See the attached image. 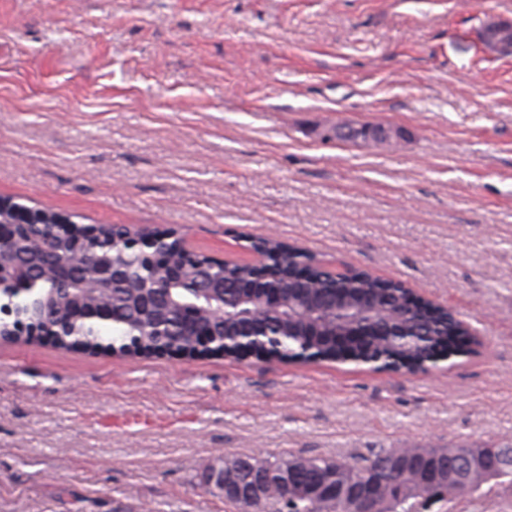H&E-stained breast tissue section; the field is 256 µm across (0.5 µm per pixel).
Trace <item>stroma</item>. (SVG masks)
<instances>
[{"label": "stroma", "instance_id": "1", "mask_svg": "<svg viewBox=\"0 0 512 512\" xmlns=\"http://www.w3.org/2000/svg\"><path fill=\"white\" fill-rule=\"evenodd\" d=\"M512 0H0V197L275 236L479 339L426 373L0 341V512H241L217 456L512 444ZM399 130L340 143L336 124ZM423 512H512L500 484ZM480 39L491 51L512 53V24L510 22L489 21L484 24Z\"/></svg>", "mask_w": 512, "mask_h": 512}]
</instances>
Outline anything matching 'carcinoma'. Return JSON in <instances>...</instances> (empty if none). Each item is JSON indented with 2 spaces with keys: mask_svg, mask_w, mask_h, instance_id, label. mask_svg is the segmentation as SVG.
<instances>
[{
  "mask_svg": "<svg viewBox=\"0 0 512 512\" xmlns=\"http://www.w3.org/2000/svg\"><path fill=\"white\" fill-rule=\"evenodd\" d=\"M123 231L105 225L101 235L88 240L78 257H70L71 239L65 227L59 224H42L29 234L16 240L15 256L28 264V271L41 278L47 288L59 278H69L89 286L96 277L97 261L102 258L115 260L123 270V279L109 286L94 289V301L102 319L92 321L79 316L70 301L59 298L51 307L43 306L41 296L28 291L0 293V339L34 341V336L22 338L13 335L14 317L44 319L63 332L59 347L90 354L110 351L119 354L151 352L163 348H175L184 352L196 351L195 332L197 322L186 314L169 312L164 318L143 321L133 316L122 304L126 292L123 284L128 281L156 284L165 279L170 269H177L186 276L194 274L192 265L184 254L170 247V241L162 240L160 247L168 249L167 263L153 267L121 242ZM215 278L233 282L252 275L253 269L239 263L223 267L212 266ZM284 288V299L293 302L305 300L320 305L342 301L358 305L371 299L393 311L403 320L412 319V297L397 286L382 287L371 275L364 273L354 281L341 283L338 288L321 275H313L310 282L299 288L279 280ZM277 328L273 336L274 350L270 355L283 361H296L301 356V342L308 336L296 334L288 322L274 320ZM374 355L395 357L420 367L426 364L424 351L405 349L393 339L375 336L366 342ZM477 452L487 466H494L499 449L491 446L474 449L469 445L448 448H384L369 456L349 459L328 457L256 454L248 457L254 463L266 466L265 480L270 492L256 505L255 512H343L337 503L299 494L302 487L331 482L339 489L371 484L377 498L378 512H418V506L431 492V486L419 480V470L425 464L435 468L455 465L462 454Z\"/></svg>",
  "mask_w": 512,
  "mask_h": 512,
  "instance_id": "obj_1",
  "label": "carcinoma"
}]
</instances>
